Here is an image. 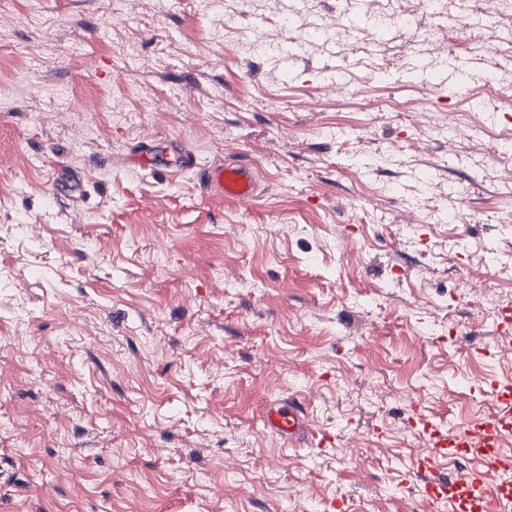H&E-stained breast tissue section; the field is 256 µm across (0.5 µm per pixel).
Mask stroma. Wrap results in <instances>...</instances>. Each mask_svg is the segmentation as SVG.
Listing matches in <instances>:
<instances>
[{
	"label": "stroma",
	"instance_id": "1",
	"mask_svg": "<svg viewBox=\"0 0 512 512\" xmlns=\"http://www.w3.org/2000/svg\"><path fill=\"white\" fill-rule=\"evenodd\" d=\"M466 9L0 0V512H421L412 411L468 427L512 378L478 307L485 273L512 297V41ZM256 23L289 51H243ZM151 137L256 198L141 171ZM291 396L294 444L260 422ZM199 192L202 198L223 197L238 202L253 200L257 195L256 172L244 161L224 162L200 169ZM80 181L74 179L70 172L58 170L52 177L50 190L54 197L73 199L80 190Z\"/></svg>",
	"mask_w": 512,
	"mask_h": 512
}]
</instances>
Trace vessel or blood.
Wrapping results in <instances>:
<instances>
[{"instance_id": "vessel-or-blood-1", "label": "vessel or blood", "mask_w": 512, "mask_h": 512, "mask_svg": "<svg viewBox=\"0 0 512 512\" xmlns=\"http://www.w3.org/2000/svg\"><path fill=\"white\" fill-rule=\"evenodd\" d=\"M137 161L141 169H164L173 173L193 163L185 154L168 158L163 150L150 144L141 147ZM198 182L200 195L204 198L219 196L245 202L257 195L256 173L252 165L244 161L202 168ZM50 190L53 196L72 199L79 192L80 183L69 172L60 170L53 175ZM504 388V394L499 397L498 412L474 426L444 433L432 421L422 420L431 450L417 457L415 468L428 476L423 490L425 512H483L484 466L493 465L506 471L512 469V453L503 449L507 435L512 434V383H505ZM263 423L266 429L289 441L309 433L304 404L293 397L269 404L263 413ZM451 447L473 449L481 462L480 468L462 475L463 493L455 498L449 497L446 481L436 474L439 457Z\"/></svg>"}]
</instances>
